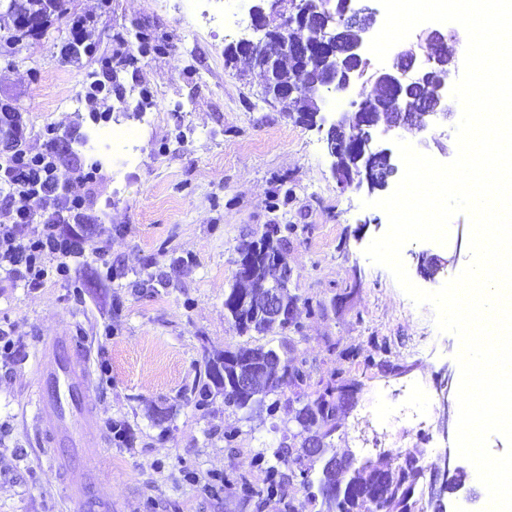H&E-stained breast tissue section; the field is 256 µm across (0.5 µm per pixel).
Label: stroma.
Masks as SVG:
<instances>
[{
	"instance_id": "obj_1",
	"label": "stroma",
	"mask_w": 512,
	"mask_h": 512,
	"mask_svg": "<svg viewBox=\"0 0 512 512\" xmlns=\"http://www.w3.org/2000/svg\"><path fill=\"white\" fill-rule=\"evenodd\" d=\"M85 21L90 53L65 57L67 22L40 36L17 32L0 12V107L21 113L23 150L51 135L65 157L56 175L82 197L86 235L112 233L107 260H89L72 281L0 284V329L12 353L0 356V512H65L66 484L42 453L27 405L44 340L64 331L93 347L92 403L104 438L97 493L112 512H280L278 501L245 493L266 473L257 455L301 444L296 399L342 375L355 384L352 407L331 437L334 451L360 462L423 466L455 447L456 396L441 381L459 376L460 344L439 332L431 305H416L365 248L383 234L386 214L363 207L367 192L341 189L318 129L297 123L290 105L262 96V76L246 61L225 64V44L249 24V0H224V24L161 7L160 0H67ZM94 74L110 113L85 96ZM156 114L140 122V108ZM138 129L133 163L115 168L81 140L104 118ZM459 114L424 130L377 133L374 148L405 139L435 160L454 159ZM270 224H295L288 245L292 294L323 302L299 307V331L240 334L224 309L240 246ZM469 221L453 218L446 245L414 241L402 258L411 281L439 289L467 265ZM446 259L435 279L416 254ZM277 347L303 367L302 389L269 394L274 414L237 409L212 392L197 407L193 387L206 362L242 344ZM420 404L423 424L386 415Z\"/></svg>"
}]
</instances>
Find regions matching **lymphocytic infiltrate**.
I'll list each match as a JSON object with an SVG mask.
<instances>
[{
  "mask_svg": "<svg viewBox=\"0 0 512 512\" xmlns=\"http://www.w3.org/2000/svg\"><path fill=\"white\" fill-rule=\"evenodd\" d=\"M0 126L13 144L0 155V272L36 285L51 274L69 278L89 254L107 255L110 240L92 247L70 229L83 205L55 176L61 161L56 143L35 154L21 150L25 129L16 112L1 113Z\"/></svg>",
  "mask_w": 512,
  "mask_h": 512,
  "instance_id": "f902f5d3",
  "label": "lymphocytic infiltrate"
}]
</instances>
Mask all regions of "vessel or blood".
Returning <instances> with one entry per match:
<instances>
[{
	"instance_id": "1",
	"label": "vessel or blood",
	"mask_w": 512,
	"mask_h": 512,
	"mask_svg": "<svg viewBox=\"0 0 512 512\" xmlns=\"http://www.w3.org/2000/svg\"><path fill=\"white\" fill-rule=\"evenodd\" d=\"M91 367L87 338L65 332L43 345L36 369L32 419L42 445L60 451L55 468L68 478L69 512H88L95 503L85 468L101 441L97 419L87 406Z\"/></svg>"
}]
</instances>
